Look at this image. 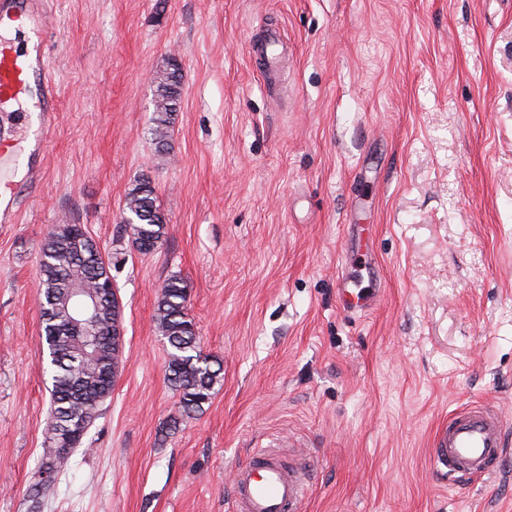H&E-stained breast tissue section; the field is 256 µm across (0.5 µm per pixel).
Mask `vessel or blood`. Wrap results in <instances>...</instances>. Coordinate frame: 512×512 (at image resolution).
Masks as SVG:
<instances>
[{"instance_id": "b4317fda", "label": "vessel or blood", "mask_w": 512, "mask_h": 512, "mask_svg": "<svg viewBox=\"0 0 512 512\" xmlns=\"http://www.w3.org/2000/svg\"><path fill=\"white\" fill-rule=\"evenodd\" d=\"M25 0H0V9H18L45 35L50 16L31 12ZM36 92L44 125H51L57 109L50 63L41 45L20 52L12 41L0 38V106ZM372 293L341 286L344 310L361 311L375 302ZM512 443L501 415L493 408L475 405L451 412L431 439L430 455L442 474L482 478L501 469L504 450ZM235 512H292L308 490L306 468L284 465L276 449H255L248 466L234 476Z\"/></svg>"}]
</instances>
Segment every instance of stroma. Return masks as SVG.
<instances>
[{
	"mask_svg": "<svg viewBox=\"0 0 512 512\" xmlns=\"http://www.w3.org/2000/svg\"><path fill=\"white\" fill-rule=\"evenodd\" d=\"M52 17L45 154L0 163L21 189L0 224V512H233L255 448L303 453L301 512H512V451L453 486L429 454L459 407L512 430V0H53ZM271 31L266 75L250 49ZM173 55L163 151L153 77ZM142 174L167 220L148 255L122 222ZM58 224L111 257L123 342L111 400L37 509L39 258ZM353 224L372 227L353 272L367 285L376 267L382 288L348 314ZM174 275L223 372L171 432L154 313ZM155 85L153 115L150 133L153 140L163 148L168 146L181 100V66L177 58H169L163 69H158L153 77Z\"/></svg>",
	"mask_w": 512,
	"mask_h": 512,
	"instance_id": "1",
	"label": "stroma"
}]
</instances>
